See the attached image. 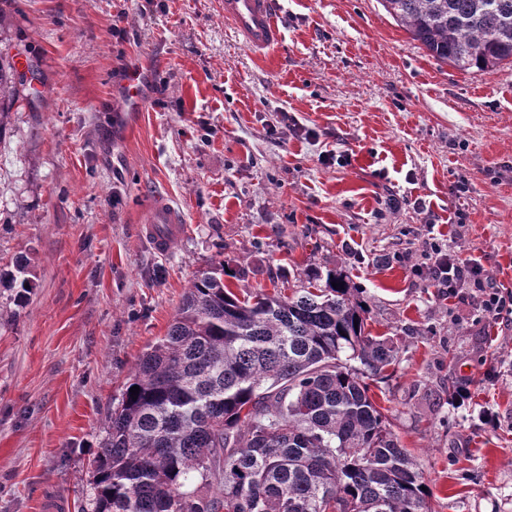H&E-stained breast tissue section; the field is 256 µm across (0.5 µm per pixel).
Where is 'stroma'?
Masks as SVG:
<instances>
[{"mask_svg": "<svg viewBox=\"0 0 512 512\" xmlns=\"http://www.w3.org/2000/svg\"><path fill=\"white\" fill-rule=\"evenodd\" d=\"M277 2L260 57L222 0H0L39 90L0 129V270L30 260L23 302L0 285V512L89 506L124 382L221 263L241 296L343 270L398 350L372 389L434 512H512V323L415 269L431 237L512 292V63L439 62L378 0ZM157 194L188 226L167 256ZM142 224L146 238L160 254L173 252L184 235L182 215L162 195L154 196L145 204Z\"/></svg>", "mask_w": 512, "mask_h": 512, "instance_id": "obj_1", "label": "stroma"}]
</instances>
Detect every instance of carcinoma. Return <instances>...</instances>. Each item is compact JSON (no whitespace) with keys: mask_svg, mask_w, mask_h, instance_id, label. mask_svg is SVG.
<instances>
[{"mask_svg":"<svg viewBox=\"0 0 512 512\" xmlns=\"http://www.w3.org/2000/svg\"><path fill=\"white\" fill-rule=\"evenodd\" d=\"M380 3L443 63L512 61V0ZM30 95L0 55V127ZM28 266L21 257L0 273L19 302ZM353 291L342 273L313 271L289 294L242 300L224 264L198 272L112 406L92 512H433L365 381L395 369L398 351L365 333L368 309Z\"/></svg>","mask_w":512,"mask_h":512,"instance_id":"1","label":"carcinoma"}]
</instances>
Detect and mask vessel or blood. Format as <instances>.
Here are the masks:
<instances>
[{
    "mask_svg": "<svg viewBox=\"0 0 512 512\" xmlns=\"http://www.w3.org/2000/svg\"><path fill=\"white\" fill-rule=\"evenodd\" d=\"M224 20L252 52L273 51L283 40L275 0H224ZM143 231L156 252L168 254L184 235V220L167 197L157 195L144 206Z\"/></svg>",
    "mask_w": 512,
    "mask_h": 512,
    "instance_id": "b4317fda",
    "label": "vessel or blood"
}]
</instances>
